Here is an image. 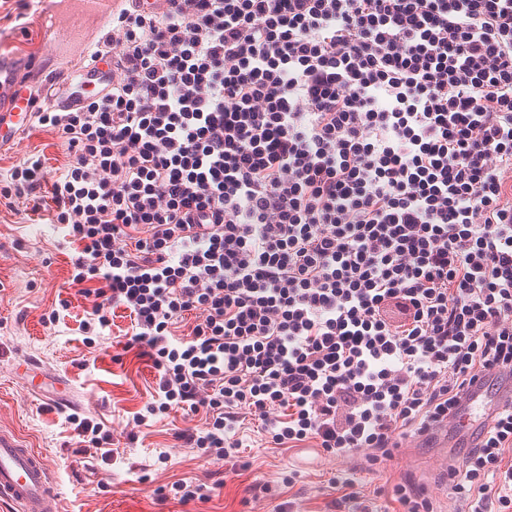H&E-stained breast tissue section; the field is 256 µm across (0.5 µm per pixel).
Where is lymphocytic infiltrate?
Listing matches in <instances>:
<instances>
[{
    "instance_id": "obj_1",
    "label": "lymphocytic infiltrate",
    "mask_w": 512,
    "mask_h": 512,
    "mask_svg": "<svg viewBox=\"0 0 512 512\" xmlns=\"http://www.w3.org/2000/svg\"><path fill=\"white\" fill-rule=\"evenodd\" d=\"M166 4L115 9L105 94L33 112L54 176L0 182L75 245L84 333L128 311L157 372L135 423L205 413L175 437L223 461L250 419L374 466L512 376V0ZM482 435L448 482L512 512L511 401Z\"/></svg>"
}]
</instances>
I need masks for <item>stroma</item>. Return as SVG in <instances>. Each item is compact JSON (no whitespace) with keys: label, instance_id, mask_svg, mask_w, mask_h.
Wrapping results in <instances>:
<instances>
[{"label":"stroma","instance_id":"obj_1","mask_svg":"<svg viewBox=\"0 0 512 512\" xmlns=\"http://www.w3.org/2000/svg\"><path fill=\"white\" fill-rule=\"evenodd\" d=\"M52 7V0H5L0 52H39ZM18 141L17 147L0 150V180L32 156L51 172L67 159L56 133L29 127ZM30 210L23 203L18 213L0 214V426L43 453L64 512H274L285 501L292 512H336L330 481L341 473L352 474L362 492L382 506L390 504L393 485L408 480L426 487L435 512H460L452 490L436 477L443 457L462 458L465 448L444 450L410 432L401 436L391 459L370 468L360 453L332 457L308 443L273 447L254 422L236 434L242 442L238 458L209 464L174 437L180 428H204V414L186 419L173 412L135 425V414L155 393L156 372L125 350L130 320L123 310H115L109 328L85 344L80 323L90 304L69 282L75 251L57 226L32 219ZM63 300L68 309L61 310L59 321L47 323ZM24 359L43 376L69 384L68 406L30 392L27 379L15 371ZM73 414L110 430L109 461L77 454L78 437L68 421ZM294 473L298 481L287 485ZM181 481L206 484L212 492L187 503L160 498V489Z\"/></svg>","mask_w":512,"mask_h":512}]
</instances>
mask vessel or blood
Segmentation results:
<instances>
[{"label":"vessel or blood","mask_w":512,"mask_h":512,"mask_svg":"<svg viewBox=\"0 0 512 512\" xmlns=\"http://www.w3.org/2000/svg\"><path fill=\"white\" fill-rule=\"evenodd\" d=\"M115 6L116 0H60L45 34L46 53L55 56L73 50L87 60L81 68L64 70L63 83L90 88L98 85L99 74H111V67L94 64L96 45L88 28L106 29ZM35 67V59L0 54V149L14 145L30 122L33 103L25 84ZM4 501L15 505L16 512H62L43 456L0 428V503Z\"/></svg>","instance_id":"1"}]
</instances>
